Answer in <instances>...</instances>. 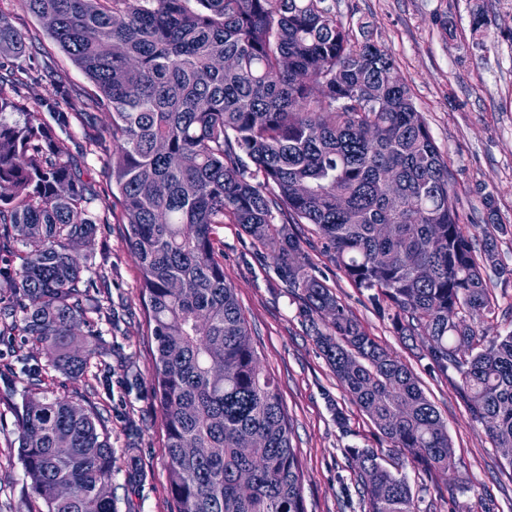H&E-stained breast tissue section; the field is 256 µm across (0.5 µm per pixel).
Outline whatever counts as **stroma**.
Listing matches in <instances>:
<instances>
[{
    "instance_id": "1",
    "label": "stroma",
    "mask_w": 512,
    "mask_h": 512,
    "mask_svg": "<svg viewBox=\"0 0 512 512\" xmlns=\"http://www.w3.org/2000/svg\"><path fill=\"white\" fill-rule=\"evenodd\" d=\"M358 40L382 45L394 75L409 89L448 162L463 224L486 220L492 196L512 226V0H327ZM493 20L487 36L473 34L475 12ZM315 274L336 293L371 338L405 363L435 405L454 450L450 470L407 464L404 451L382 440L375 424L344 396L321 354L301 302L277 271L276 245L254 244L240 225L224 222L218 238L224 271L253 332L262 366L274 376L302 462L307 512H361L353 448H368L390 470L404 469L420 512H512V470L504 468L484 428L470 420L449 379L433 372L394 335L367 299L336 267L312 225H297ZM121 217L96 225L72 254L85 276L104 274L90 289L103 308L88 320L101 334L97 360L68 377L48 362L44 345L10 329L0 336V512H27L18 460L17 409L27 393L23 367L38 369L44 390L100 413L115 450V512H176L167 479L165 430L151 375L156 341L141 300L137 256L127 247ZM506 275L489 271L495 309L484 314L488 335L512 331V234L499 237Z\"/></svg>"
}]
</instances>
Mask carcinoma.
I'll return each instance as SVG.
<instances>
[{
	"label": "carcinoma",
	"mask_w": 512,
	"mask_h": 512,
	"mask_svg": "<svg viewBox=\"0 0 512 512\" xmlns=\"http://www.w3.org/2000/svg\"><path fill=\"white\" fill-rule=\"evenodd\" d=\"M94 83L71 97L62 73L43 99L52 122L24 111L38 39L0 15V257L18 308L0 306L82 374L95 333L77 339L85 307L71 246L109 223L113 205L83 179L73 121L102 106L110 122L86 150L112 153V181L141 267L157 343L176 512H305L302 463L274 377L216 250L229 218L299 296L345 395L411 463L452 466L445 422L412 371L377 344L313 274L292 224H313L332 260L402 340L452 385L512 468V332L470 322L491 309L482 265L503 232L492 198L482 251L460 223L448 163L388 53L358 42L325 0H20ZM330 321L322 324L324 316ZM18 413L19 461L39 512H115L114 450L100 418L40 387ZM364 512H418L409 478L352 448ZM252 475L240 493L238 476ZM68 496H59L60 486Z\"/></svg>",
	"instance_id": "obj_1"
}]
</instances>
